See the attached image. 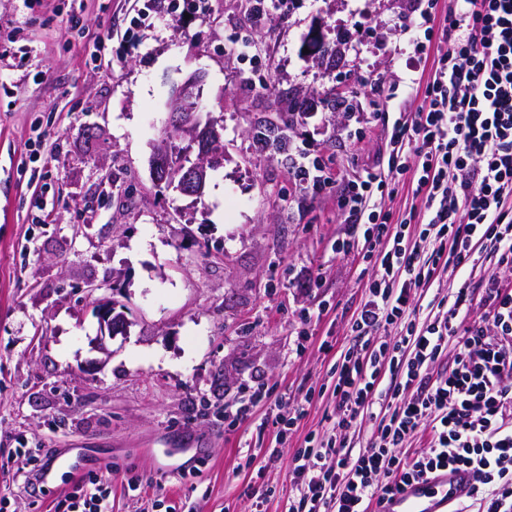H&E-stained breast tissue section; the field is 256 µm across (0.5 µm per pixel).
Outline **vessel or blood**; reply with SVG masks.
I'll list each match as a JSON object with an SVG mask.
<instances>
[{
  "label": "vessel or blood",
  "mask_w": 512,
  "mask_h": 512,
  "mask_svg": "<svg viewBox=\"0 0 512 512\" xmlns=\"http://www.w3.org/2000/svg\"><path fill=\"white\" fill-rule=\"evenodd\" d=\"M89 468L79 453L50 461L37 475L45 489H53L59 475L76 477ZM474 483V474L464 467H450L434 475L420 478L403 490L386 497L378 512H448L451 502L467 497Z\"/></svg>",
  "instance_id": "b4317fda"
}]
</instances>
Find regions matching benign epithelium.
<instances>
[{
	"instance_id": "7a95c632",
	"label": "benign epithelium",
	"mask_w": 512,
	"mask_h": 512,
	"mask_svg": "<svg viewBox=\"0 0 512 512\" xmlns=\"http://www.w3.org/2000/svg\"><path fill=\"white\" fill-rule=\"evenodd\" d=\"M205 74L198 70L171 90V121L169 127L176 130L177 141L192 149L201 147L199 158L192 165L184 163L176 167L172 163L175 150L158 147L151 157V172L160 186L178 184V190L196 198L202 197L208 172L224 163L221 148L223 127L215 121L201 123L203 111L202 86ZM99 305V334L94 339L95 348L108 351L107 342L129 331L130 321L125 313L116 311L110 298L97 299Z\"/></svg>"
}]
</instances>
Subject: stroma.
Wrapping results in <instances>:
<instances>
[{"instance_id":"obj_1","label":"stroma","mask_w":512,"mask_h":512,"mask_svg":"<svg viewBox=\"0 0 512 512\" xmlns=\"http://www.w3.org/2000/svg\"><path fill=\"white\" fill-rule=\"evenodd\" d=\"M411 5L289 0L254 30L242 0H0V463L85 449L112 478V512L159 495L176 512H244L257 492L286 512L267 403L235 432L224 407L260 382L305 404L285 448L331 430L332 371L371 261L337 252L353 236L341 198L296 183L292 154L346 180L381 164L393 113L423 100L399 85ZM313 30L331 53L304 54ZM245 38L261 66L232 55ZM198 70L224 164L195 199L157 187L150 159L171 84ZM299 110L287 149L258 146ZM493 268L440 278L417 316ZM90 282L131 321L104 353ZM145 448L200 449L202 468L157 474Z\"/></svg>"}]
</instances>
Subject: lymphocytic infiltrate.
Masks as SVG:
<instances>
[{
  "instance_id": "obj_1",
  "label": "lymphocytic infiltrate",
  "mask_w": 512,
  "mask_h": 512,
  "mask_svg": "<svg viewBox=\"0 0 512 512\" xmlns=\"http://www.w3.org/2000/svg\"><path fill=\"white\" fill-rule=\"evenodd\" d=\"M453 31L434 50L436 26ZM412 61L402 82L414 88L432 64L424 103L393 115L388 174L367 171L343 188L346 223L380 259L360 273L366 301L350 323L354 343L341 354L333 388V432L308 435L289 460L288 512H369L371 504L433 470L472 469L485 489L482 512H512V290L497 276L452 292L434 315L416 321L412 302L435 273L475 268L482 243L495 265L512 269V0H455L436 21L420 0L409 23ZM409 177L423 206L415 232L390 224L378 199L386 177ZM456 349L444 374L432 365ZM379 419L376 437L352 450L349 429ZM423 432L414 457L397 453ZM55 512H112V482L91 472Z\"/></svg>"
}]
</instances>
